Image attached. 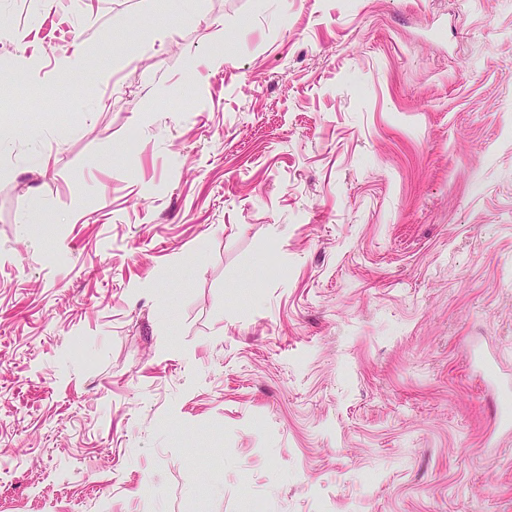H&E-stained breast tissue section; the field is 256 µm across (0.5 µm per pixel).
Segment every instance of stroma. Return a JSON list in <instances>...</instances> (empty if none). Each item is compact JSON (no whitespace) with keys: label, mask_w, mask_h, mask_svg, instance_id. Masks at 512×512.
<instances>
[{"label":"stroma","mask_w":512,"mask_h":512,"mask_svg":"<svg viewBox=\"0 0 512 512\" xmlns=\"http://www.w3.org/2000/svg\"><path fill=\"white\" fill-rule=\"evenodd\" d=\"M19 56L0 512H512V0H0Z\"/></svg>","instance_id":"stroma-1"}]
</instances>
